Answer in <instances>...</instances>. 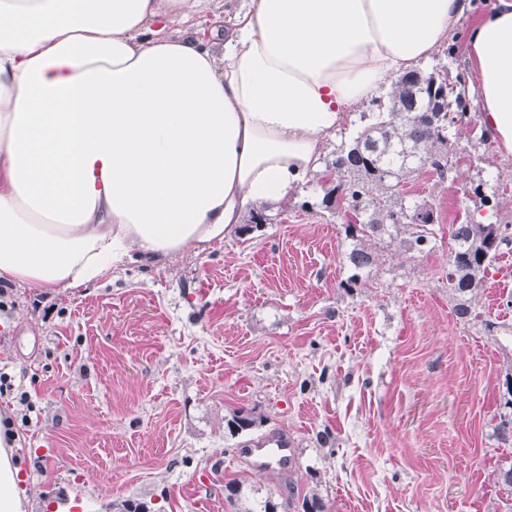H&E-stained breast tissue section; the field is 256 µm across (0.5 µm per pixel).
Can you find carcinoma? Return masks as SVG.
I'll return each mask as SVG.
<instances>
[{
    "mask_svg": "<svg viewBox=\"0 0 512 512\" xmlns=\"http://www.w3.org/2000/svg\"><path fill=\"white\" fill-rule=\"evenodd\" d=\"M460 75L443 64L423 73L411 70L393 83L386 98H376V112L351 143L341 145L326 171L334 175L324 188L321 205L345 218V234L358 241L347 259L356 270L373 262L361 244L365 238L392 235L410 228V248L422 251L437 223L432 207L409 202L404 180L426 169L440 180L459 158L448 151L451 128L468 123ZM509 225L457 224L451 238L456 248L448 260V288L453 295L472 294L494 268L499 245L509 240ZM502 405L494 426L498 439H512V376L505 379Z\"/></svg>",
    "mask_w": 512,
    "mask_h": 512,
    "instance_id": "cac0c4a2",
    "label": "carcinoma"
}]
</instances>
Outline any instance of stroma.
I'll use <instances>...</instances> for the list:
<instances>
[{"label":"stroma","mask_w":512,"mask_h":512,"mask_svg":"<svg viewBox=\"0 0 512 512\" xmlns=\"http://www.w3.org/2000/svg\"><path fill=\"white\" fill-rule=\"evenodd\" d=\"M475 0L420 65L470 76ZM470 124L450 141L462 160L436 182L423 172L407 198L433 203L439 222L421 252L374 238L355 271L340 218L322 209L319 177L266 203L271 223L239 225L224 241L163 267L130 262L87 287L44 292L10 285L0 298V396L19 448L26 512L75 501L76 512H235L283 501L289 489L326 512H512L497 481L512 441L494 414L512 373V243L460 318L448 290V228L512 225V160L478 143ZM357 285H350V277ZM27 404H20V396ZM255 420L230 432L236 414ZM286 432L288 475L254 472L239 456Z\"/></svg>","instance_id":"stroma-1"}]
</instances>
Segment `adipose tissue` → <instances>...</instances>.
<instances>
[{
    "instance_id": "adipose-tissue-1",
    "label": "adipose tissue",
    "mask_w": 512,
    "mask_h": 512,
    "mask_svg": "<svg viewBox=\"0 0 512 512\" xmlns=\"http://www.w3.org/2000/svg\"><path fill=\"white\" fill-rule=\"evenodd\" d=\"M0 0V282L80 288L223 241L318 173L356 107L471 0ZM482 125L512 157V0L471 28ZM0 423V512H25Z\"/></svg>"
}]
</instances>
